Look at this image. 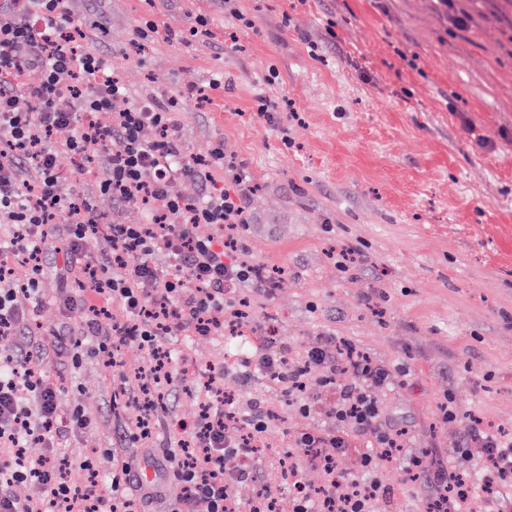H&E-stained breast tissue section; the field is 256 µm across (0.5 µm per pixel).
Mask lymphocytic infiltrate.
Listing matches in <instances>:
<instances>
[{
    "label": "lymphocytic infiltrate",
    "mask_w": 512,
    "mask_h": 512,
    "mask_svg": "<svg viewBox=\"0 0 512 512\" xmlns=\"http://www.w3.org/2000/svg\"><path fill=\"white\" fill-rule=\"evenodd\" d=\"M85 37L71 0H0V255L17 257L30 269L20 283L12 267L0 265V335L15 339L11 348L0 350V447L14 451L0 461V512H131L163 499L226 512L230 481L255 478V465H241L240 459L249 451V437L264 432L270 417L227 408L220 370L181 375L201 411L192 425L178 428V447L167 454L171 480L139 481L127 456L116 451L105 493L87 455L57 460L60 438L87 425L89 414L82 407L64 410L60 389L45 370L48 356L76 364L87 354L113 367L121 346L148 351L150 365L120 375L117 392L140 410L127 437L149 448L155 399L174 379L166 337L220 336L228 327H250V294L269 293L273 286L268 270L249 257L247 201L253 185L245 166L220 140L206 156H184L178 102L204 99L203 90L190 87L176 100L119 107L125 87L86 47ZM32 71L38 82L24 84ZM63 129L67 139L55 141ZM62 151L78 173L95 154H104L110 176L101 192L119 203L140 199L149 205L141 221L107 225L112 251L102 261H93L90 252L100 217L88 201L67 191L57 164ZM220 175L230 189H212ZM180 178L203 185V193L175 194L171 186ZM59 217L65 225L58 231ZM51 248L62 262L50 297L42 286V257ZM161 253L169 259L164 271L154 265ZM49 298L66 313H80L82 341L70 342L57 329L17 338L20 322ZM251 329L256 372L280 383L286 400L305 413L314 408L310 375L319 372L333 392L331 415L338 424L325 433L300 432L294 440V451L323 470L326 483L287 498L265 491L270 512H371L373 501L385 493L381 464L402 448V432L379 398L400 385L399 373L334 336L295 361L274 352L272 328ZM359 437L370 450L360 455L357 474L339 472V457ZM468 437L481 445L480 458L462 447L446 469L433 468L422 456L404 464L408 480L434 485L431 512H467L473 492L461 484L462 473L491 477L497 485L512 482V439L476 424ZM33 442L43 449L36 457L26 453ZM25 484L37 485L40 495L20 497L17 489Z\"/></svg>",
    "instance_id": "1"
}]
</instances>
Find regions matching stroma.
Masks as SVG:
<instances>
[{
	"instance_id": "1",
	"label": "stroma",
	"mask_w": 512,
	"mask_h": 512,
	"mask_svg": "<svg viewBox=\"0 0 512 512\" xmlns=\"http://www.w3.org/2000/svg\"><path fill=\"white\" fill-rule=\"evenodd\" d=\"M456 3L472 16L468 29L453 27L439 0H238L240 21L224 0L71 2L89 48L120 75L129 100L208 89V99L184 103L182 140L197 156L223 140L252 177L249 246L281 272L253 317L274 321L275 352L298 358L329 332L405 368L403 384L381 395L407 435L382 467L390 491L374 512H424L433 489L407 480L404 462L426 449L449 465L470 418L512 436V0ZM200 15L209 39H168ZM145 20L156 32L139 53L134 29ZM216 78L222 87L209 90ZM263 99L273 117L259 114ZM480 134L493 147H479ZM60 166L103 223L142 217L139 205L98 193L103 157L81 175L68 155ZM343 244L371 265L340 272L333 251ZM374 289L383 294L378 315L363 302ZM231 342L196 337L173 344L172 357L220 365ZM50 371L63 404L93 411L79 445L106 478L136 407L113 400L118 382L98 359ZM310 394L311 414L280 404L262 435L277 454L259 455L256 481L235 485L240 502L258 486H285L280 453L298 431L334 429L325 387L313 382ZM449 397L457 416L446 420ZM199 411L174 380L158 409L154 454L127 451L136 470L161 477L175 424Z\"/></svg>"
}]
</instances>
